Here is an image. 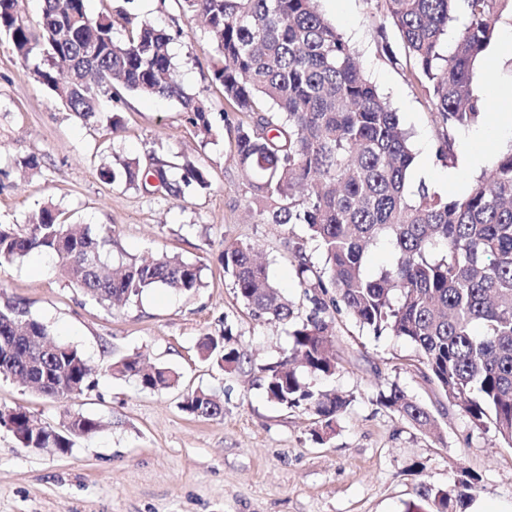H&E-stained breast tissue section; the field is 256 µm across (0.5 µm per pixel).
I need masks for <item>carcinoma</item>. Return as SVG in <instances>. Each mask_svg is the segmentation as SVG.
Masks as SVG:
<instances>
[{"label":"carcinoma","mask_w":512,"mask_h":512,"mask_svg":"<svg viewBox=\"0 0 512 512\" xmlns=\"http://www.w3.org/2000/svg\"><path fill=\"white\" fill-rule=\"evenodd\" d=\"M184 13L203 18L224 66L214 77L224 88L235 125L234 159L252 189L260 224H302L318 243L322 267L302 243L292 247L300 285L311 303L291 332L290 362L261 368L267 398L302 407L322 432L332 428L348 401L315 392L304 374L332 376L337 359L336 315L346 312L379 336L386 332L416 347L424 379L435 385L478 428L494 429L512 447V151L490 158L487 169L461 196L448 199L421 183L407 189L414 161L410 136L398 113L366 78L353 47L316 9L315 0H180ZM383 18L403 43L410 82L431 102L441 127L438 157L454 162L452 131L486 115L474 95L478 63L497 32L503 0H467V23L445 47L454 0H382ZM124 41L112 38L110 15L92 18L85 0H43L38 27L27 24L19 0H0V37L27 61L41 55L35 76L84 121L97 118L100 102L122 89L143 97L176 99L203 134L208 110L181 87L168 52L171 35L128 13ZM129 185L150 177L174 197L181 184H207L188 166L181 182L168 164L143 169L119 162ZM391 260L370 273L367 254L380 241ZM112 233L87 224H63L42 207L23 229L0 226V267L34 252L57 256L61 274L99 303L129 301L153 288L191 293L200 268L166 253L104 272ZM224 274L236 295L261 321L284 322L292 302L281 294L249 244L224 246ZM47 326L17 301L0 304V376L13 377L47 398L68 399L92 386V368L74 347L40 343ZM224 369L243 354L229 329L200 344ZM149 391L171 386L168 369L138 356L115 363ZM381 403L423 431L437 428L432 413L397 385ZM182 409L218 418L224 405L213 393L188 394ZM0 425L24 448L67 453L75 437L90 436L98 420L79 416L64 431L21 408H1ZM479 477L461 472L450 492L438 491L431 512H464Z\"/></svg>","instance_id":"cac0c4a2"}]
</instances>
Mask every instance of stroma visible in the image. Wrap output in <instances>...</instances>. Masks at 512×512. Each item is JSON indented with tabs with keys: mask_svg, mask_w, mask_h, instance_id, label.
I'll return each mask as SVG.
<instances>
[{
	"mask_svg": "<svg viewBox=\"0 0 512 512\" xmlns=\"http://www.w3.org/2000/svg\"><path fill=\"white\" fill-rule=\"evenodd\" d=\"M87 8L93 17L124 11L172 32L169 51L181 86L206 100L212 132L201 135L175 100L126 92L102 99L99 121L84 123L35 77L41 57L23 62L2 38L0 224L23 227L50 205L63 223L111 227L114 262L175 254L199 266L202 285L190 295L156 288L110 308L62 277L54 256L35 253L0 269V302H24L95 371L91 389L58 401L0 378V408H23L60 430L78 413L102 423L97 433L75 438L65 455L21 447L0 428V512H407L412 504L428 512L434 493L454 488L465 469L480 479L469 512H512V447L475 427L423 379L405 339L374 335L351 316H338V369L308 382L350 404L323 439L315 437L311 412L267 398L259 369L288 357L292 328L254 319L220 255L231 243L254 245L299 322L310 303L286 243L306 228L251 216L249 186L233 158L238 116L224 112V89L213 76L223 58L203 26L177 0H87ZM316 8L349 41L410 132L409 190L450 171L455 184L438 192L460 195L480 175L464 161L468 149H512V136L496 133L500 115L512 113V48L497 60L500 92L487 99V117L455 131V160L447 165L436 156L431 106L401 70V40L393 27H381L377 0H317ZM115 114L121 127L114 133L107 120ZM153 156L202 169L207 186L187 187L176 198L153 183L130 186L100 175L115 159L144 165ZM31 157L36 167H23ZM227 329L246 357L233 370L199 349L203 336ZM132 355L168 368L175 383L150 392L117 375L114 364ZM392 383L433 410L436 433L381 405ZM199 389L221 398L222 417L183 411L184 397Z\"/></svg>",
	"mask_w": 512,
	"mask_h": 512,
	"instance_id": "obj_1",
	"label": "stroma"
}]
</instances>
